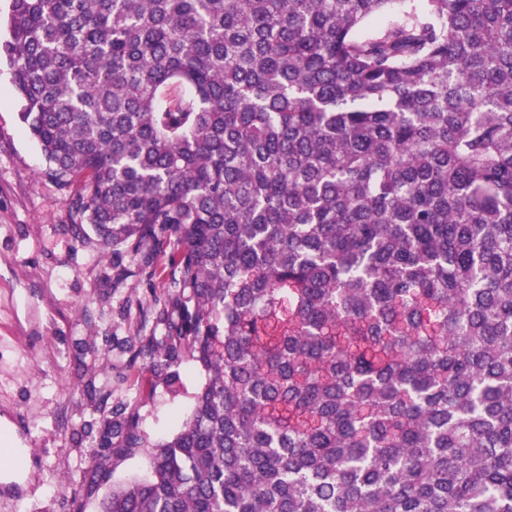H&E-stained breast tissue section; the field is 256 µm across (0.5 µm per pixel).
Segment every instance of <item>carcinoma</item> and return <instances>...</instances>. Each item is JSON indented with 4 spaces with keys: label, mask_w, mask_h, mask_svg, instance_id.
<instances>
[{
    "label": "carcinoma",
    "mask_w": 512,
    "mask_h": 512,
    "mask_svg": "<svg viewBox=\"0 0 512 512\" xmlns=\"http://www.w3.org/2000/svg\"><path fill=\"white\" fill-rule=\"evenodd\" d=\"M390 14L379 24L376 19ZM70 221L163 241L208 379L101 512H512V0H11Z\"/></svg>",
    "instance_id": "1"
}]
</instances>
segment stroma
Here are the masks:
<instances>
[{"label":"stroma","instance_id":"35a3bbf8","mask_svg":"<svg viewBox=\"0 0 512 512\" xmlns=\"http://www.w3.org/2000/svg\"><path fill=\"white\" fill-rule=\"evenodd\" d=\"M12 72L0 63V449H30L17 474L0 463V512H71L100 465L119 485L141 459L104 461L99 417L129 406L150 442L171 438L207 375L194 361L168 385L131 356L161 335L155 322L171 289L167 255L143 262L134 243L102 246L70 223V190L45 177L38 143L20 120Z\"/></svg>","mask_w":512,"mask_h":512}]
</instances>
